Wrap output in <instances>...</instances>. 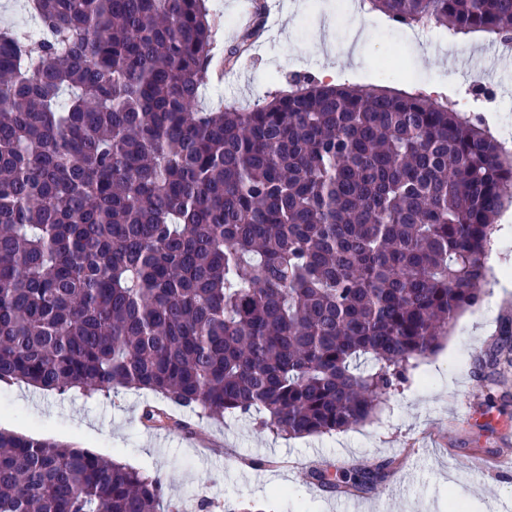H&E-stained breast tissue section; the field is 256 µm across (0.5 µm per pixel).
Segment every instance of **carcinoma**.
<instances>
[{
  "mask_svg": "<svg viewBox=\"0 0 512 512\" xmlns=\"http://www.w3.org/2000/svg\"><path fill=\"white\" fill-rule=\"evenodd\" d=\"M361 3L512 38V0ZM29 5L46 37L0 29V381L328 434L368 422L478 304L512 155L456 103L296 77L206 109L214 63L261 23L220 55L207 0ZM141 421L188 429L160 406ZM387 467L309 481L366 493ZM163 504L157 475L0 430V512Z\"/></svg>",
  "mask_w": 512,
  "mask_h": 512,
  "instance_id": "1",
  "label": "carcinoma"
}]
</instances>
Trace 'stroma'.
Instances as JSON below:
<instances>
[{"instance_id": "35a3bbf8", "label": "stroma", "mask_w": 512, "mask_h": 512, "mask_svg": "<svg viewBox=\"0 0 512 512\" xmlns=\"http://www.w3.org/2000/svg\"><path fill=\"white\" fill-rule=\"evenodd\" d=\"M263 29L236 69L208 86L201 104L242 105L286 90L296 76H317L332 66L357 74L362 85L394 91L448 78L435 102L468 96L476 78L493 83L512 123V56H496L485 37L448 39L441 29L409 27L378 11L338 0H263ZM400 48L402 70L385 75L379 59ZM480 303L459 315L442 349L397 384L374 419L333 434L299 438L260 431L252 418L214 422L173 407L194 424L184 435L142 425L145 405L161 404L147 391L121 389L109 396L43 391L0 382V429L51 437L159 475L182 512H230L255 504L262 512H466L512 507V352L503 353L498 383L480 380L503 330L512 331V289L487 284ZM267 460L264 468L255 467ZM388 464V476L369 494L326 492L309 484L315 468L338 476L351 464Z\"/></svg>"}]
</instances>
